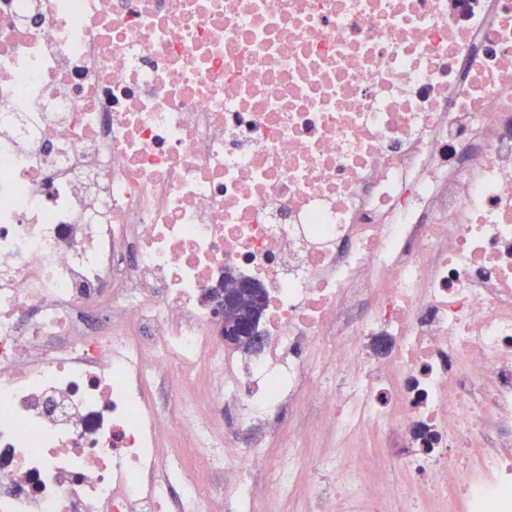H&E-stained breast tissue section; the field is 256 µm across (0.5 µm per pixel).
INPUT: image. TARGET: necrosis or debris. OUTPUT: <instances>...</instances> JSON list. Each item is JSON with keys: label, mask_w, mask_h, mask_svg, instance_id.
<instances>
[{"label": "necrosis or debris", "mask_w": 512, "mask_h": 512, "mask_svg": "<svg viewBox=\"0 0 512 512\" xmlns=\"http://www.w3.org/2000/svg\"><path fill=\"white\" fill-rule=\"evenodd\" d=\"M294 501L512 512V0H0V512ZM207 299L214 304V314L221 326V339L216 330L215 338L234 348L244 351L252 350V345L260 347L265 336L259 332V323L266 307V292L262 286L252 279H239L227 276L224 285L210 288ZM248 311L250 316L241 317V313ZM231 334L224 340V335ZM235 336L245 337V339Z\"/></svg>", "instance_id": "necrosis-or-debris-1"}]
</instances>
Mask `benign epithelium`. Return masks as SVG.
Returning <instances> with one entry per match:
<instances>
[{
  "label": "benign epithelium",
  "instance_id": "1",
  "mask_svg": "<svg viewBox=\"0 0 512 512\" xmlns=\"http://www.w3.org/2000/svg\"><path fill=\"white\" fill-rule=\"evenodd\" d=\"M207 299L214 304L221 333L242 336L256 347L264 343L259 323L266 307V292L258 282L228 276L224 284L208 290Z\"/></svg>",
  "mask_w": 512,
  "mask_h": 512
}]
</instances>
